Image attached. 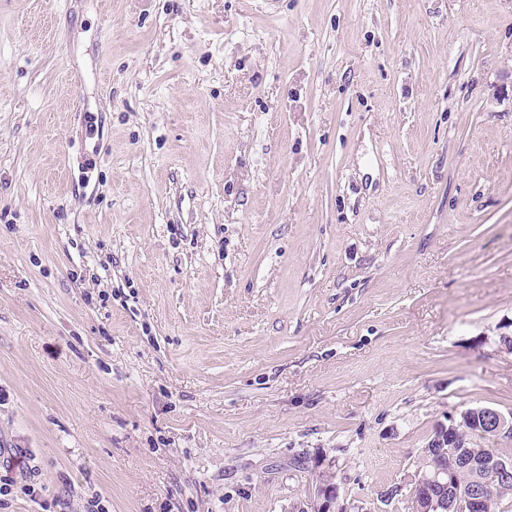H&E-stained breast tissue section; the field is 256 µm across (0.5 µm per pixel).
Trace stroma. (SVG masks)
I'll use <instances>...</instances> for the list:
<instances>
[{"label":"stroma","mask_w":512,"mask_h":512,"mask_svg":"<svg viewBox=\"0 0 512 512\" xmlns=\"http://www.w3.org/2000/svg\"><path fill=\"white\" fill-rule=\"evenodd\" d=\"M503 335L512 0H0V512H412ZM457 418L454 416H451L448 421L449 424H441L437 430L435 431L434 435L430 439L428 443V447L432 448L433 452L435 454H441L444 453V448H453L454 442L461 439L462 437L459 435V432L456 431L457 424H456ZM447 444V447H446ZM340 492L334 481L316 480L313 492L296 503L297 512H342L339 507Z\"/></svg>","instance_id":"stroma-1"}]
</instances>
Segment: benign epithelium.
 I'll return each mask as SVG.
<instances>
[{"label":"benign epithelium","instance_id":"obj_1","mask_svg":"<svg viewBox=\"0 0 512 512\" xmlns=\"http://www.w3.org/2000/svg\"><path fill=\"white\" fill-rule=\"evenodd\" d=\"M461 415L473 416V426L480 425L491 430L498 438H512V413L504 415L489 407L477 408L473 411H463ZM461 439L457 431L456 418L450 417L449 424L440 425L428 443L436 454L444 452V448L453 447L454 442ZM512 472V460L495 458L488 465L485 478L496 479ZM408 485L414 506L418 512H481L482 498L480 490L474 488L469 494L460 496H443V490L450 488L448 470L439 467L433 475L426 478L414 471L408 476ZM340 492L338 485L333 482L317 481L313 492L295 505V512H342L339 507Z\"/></svg>","mask_w":512,"mask_h":512}]
</instances>
